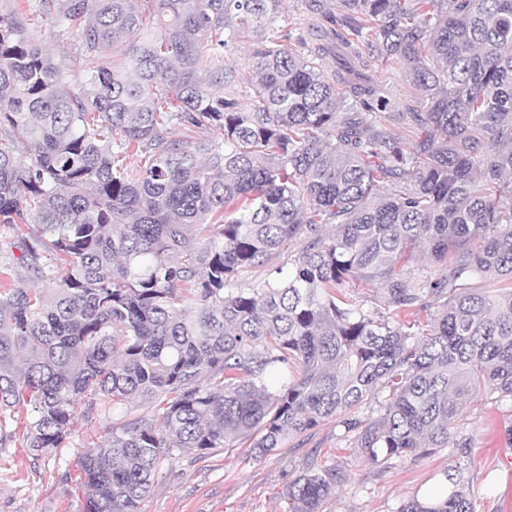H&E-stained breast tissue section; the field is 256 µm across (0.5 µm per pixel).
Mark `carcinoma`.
<instances>
[{
  "label": "carcinoma",
  "instance_id": "carcinoma-1",
  "mask_svg": "<svg viewBox=\"0 0 512 512\" xmlns=\"http://www.w3.org/2000/svg\"><path fill=\"white\" fill-rule=\"evenodd\" d=\"M340 2L312 60L274 26L283 0L0 11V234L35 228L3 264L32 285H0V448L38 457L156 403L79 456L82 512H138L175 449L240 437L261 459L331 419L380 464L447 446L482 390L512 401V0ZM47 20L73 34L59 62L31 37ZM250 32L244 108L224 52ZM364 54L408 64L411 151ZM297 237L286 275L249 279ZM418 251L438 277L405 269ZM336 478L302 464L288 512ZM445 481L399 512H474L465 472Z\"/></svg>",
  "mask_w": 512,
  "mask_h": 512
}]
</instances>
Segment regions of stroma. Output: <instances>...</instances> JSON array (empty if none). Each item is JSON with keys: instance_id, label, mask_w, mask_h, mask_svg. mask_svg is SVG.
I'll return each instance as SVG.
<instances>
[{"instance_id": "1", "label": "stroma", "mask_w": 512, "mask_h": 512, "mask_svg": "<svg viewBox=\"0 0 512 512\" xmlns=\"http://www.w3.org/2000/svg\"><path fill=\"white\" fill-rule=\"evenodd\" d=\"M407 70L399 59H368V74L389 100L380 121L393 112L418 109L420 92L408 81ZM149 409L137 398L93 423L77 422L66 447L36 459L20 448H0V512H81L75 482L78 455L105 442L113 426ZM511 429L512 402H491L482 395L447 447L383 465L361 460L332 421L258 460L239 438L205 454L176 451L163 461L158 485L141 501L139 512H287L284 492L290 471L305 461L343 475L322 512H399L406 501L435 488L455 465L466 471L475 512H512ZM465 441L471 444L467 457L459 450Z\"/></svg>"}]
</instances>
